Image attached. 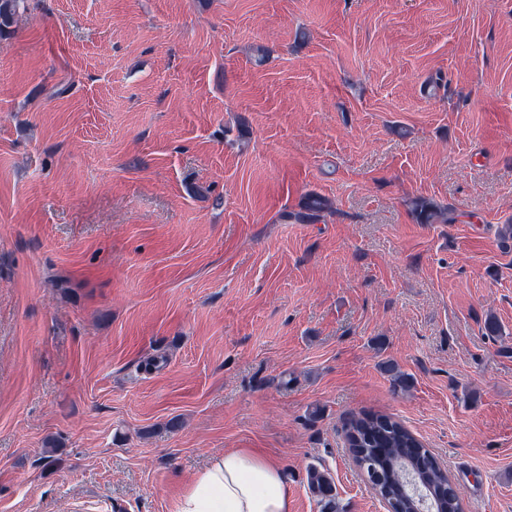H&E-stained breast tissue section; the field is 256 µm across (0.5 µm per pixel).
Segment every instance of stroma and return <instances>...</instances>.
Returning a JSON list of instances; mask_svg holds the SVG:
<instances>
[{"label": "stroma", "instance_id": "stroma-1", "mask_svg": "<svg viewBox=\"0 0 512 512\" xmlns=\"http://www.w3.org/2000/svg\"><path fill=\"white\" fill-rule=\"evenodd\" d=\"M504 224L512 0H39L0 29V512H173L233 448L385 512L364 413L512 512ZM331 208L330 202L323 196L309 194L301 202L299 211L286 212L281 215V219L296 224H309L318 220L321 213L330 211ZM409 205L416 221L420 224H452L455 220L450 207L441 208L426 198H414Z\"/></svg>", "mask_w": 512, "mask_h": 512}]
</instances>
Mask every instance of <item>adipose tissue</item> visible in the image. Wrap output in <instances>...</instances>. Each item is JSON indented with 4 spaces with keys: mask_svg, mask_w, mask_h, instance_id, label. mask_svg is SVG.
<instances>
[{
    "mask_svg": "<svg viewBox=\"0 0 512 512\" xmlns=\"http://www.w3.org/2000/svg\"><path fill=\"white\" fill-rule=\"evenodd\" d=\"M176 512H291L278 463L260 451L234 449L211 458L184 488Z\"/></svg>",
    "mask_w": 512,
    "mask_h": 512,
    "instance_id": "obj_1",
    "label": "adipose tissue"
}]
</instances>
